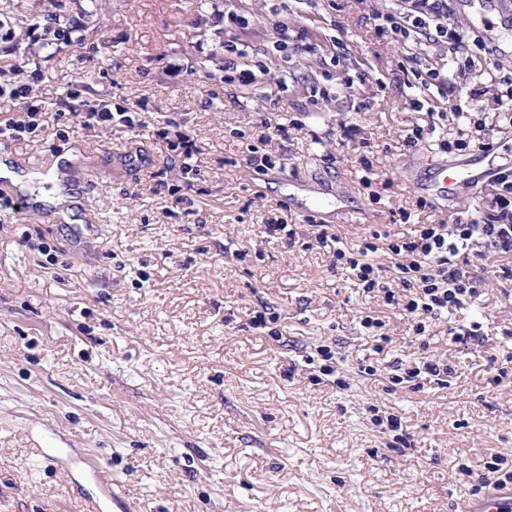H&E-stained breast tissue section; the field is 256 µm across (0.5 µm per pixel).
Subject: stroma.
<instances>
[{"label":"stroma","mask_w":512,"mask_h":512,"mask_svg":"<svg viewBox=\"0 0 512 512\" xmlns=\"http://www.w3.org/2000/svg\"><path fill=\"white\" fill-rule=\"evenodd\" d=\"M472 2L449 22L473 35L495 26L497 60L512 70V27ZM401 3L105 0L93 18L89 0H0L19 32L42 13L82 23L57 52L27 39L0 52V83L29 84L45 120L39 138L9 143L12 165L67 153L89 172L71 223L0 197V512H85L89 499L100 512H455L489 454L512 460V384L489 383L485 350L450 347L436 323L430 348L454 361L450 387L387 394L359 372L377 357L360 319L381 318L390 356L406 360L418 352L409 323L315 245L318 224L351 245L483 208L488 184L459 180L453 199L424 208L416 183L458 161L436 134H456L447 99L482 82L488 63L454 73L444 98L409 84L436 58L379 31L376 12ZM228 11L249 21L254 83L224 80ZM281 20L285 50L273 45ZM321 87L328 98H314ZM68 92L107 101L130 125L57 120ZM161 127L195 137L199 174L168 161ZM254 153L267 167L250 164ZM268 219L293 225L295 244L264 238ZM263 302L270 331L249 324ZM476 309L489 336L512 328L500 280L487 278ZM332 340L344 390L302 360ZM374 405L395 408L412 447L389 448Z\"/></svg>","instance_id":"obj_1"}]
</instances>
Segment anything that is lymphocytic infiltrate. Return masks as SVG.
Instances as JSON below:
<instances>
[{
    "label": "lymphocytic infiltrate",
    "mask_w": 512,
    "mask_h": 512,
    "mask_svg": "<svg viewBox=\"0 0 512 512\" xmlns=\"http://www.w3.org/2000/svg\"><path fill=\"white\" fill-rule=\"evenodd\" d=\"M406 11L379 18V28L393 40L406 42L416 35L450 48L449 65H457L455 53L465 34L448 21V0H407ZM493 189L483 213L467 222L422 224L414 234L398 236L389 231H370L355 244L342 246L328 227H320L316 240L331 254L330 266L356 281L363 293L380 295L386 305L398 308L409 322L421 354L409 362L388 361L379 366L360 364L362 374H383L387 392L400 389L421 392L430 387L448 388L456 375L448 357L429 349L433 321L467 310L482 294L489 256L502 258L501 279L510 281L506 299H512V170L498 169L490 179ZM386 247L394 261L391 272L375 264L372 256ZM450 346L458 349L488 347V371L493 383L511 375L512 344L490 343L479 320L448 330Z\"/></svg>",
    "instance_id": "lymphocytic-infiltrate-1"
}]
</instances>
